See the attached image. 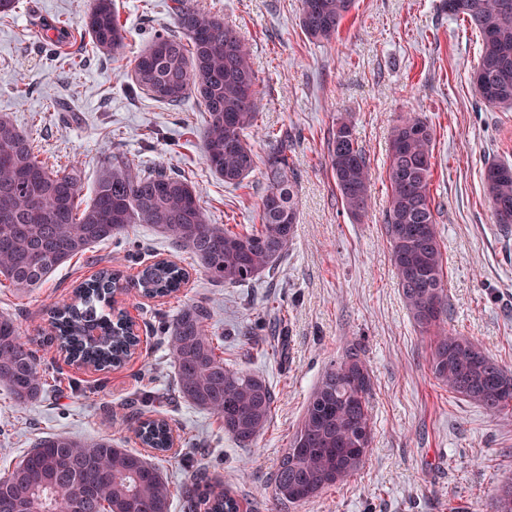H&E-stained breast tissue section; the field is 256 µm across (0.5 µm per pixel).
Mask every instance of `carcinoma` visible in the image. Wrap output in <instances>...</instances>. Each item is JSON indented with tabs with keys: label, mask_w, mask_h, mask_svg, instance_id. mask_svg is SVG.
I'll use <instances>...</instances> for the list:
<instances>
[{
	"label": "carcinoma",
	"mask_w": 512,
	"mask_h": 512,
	"mask_svg": "<svg viewBox=\"0 0 512 512\" xmlns=\"http://www.w3.org/2000/svg\"><path fill=\"white\" fill-rule=\"evenodd\" d=\"M452 15L476 30L482 41L477 69L495 70L496 85L475 87L489 105L512 108V0H456ZM353 0H301L299 25L311 40L336 37ZM177 31L155 34L130 61L135 90L171 107L191 95L204 106L203 159L224 183H241L255 166L248 131L257 120V77L250 49L224 17L203 11L194 0H169ZM92 49L121 58L128 31L112 0H93L85 18ZM289 135L272 138L267 156L266 194L259 224L236 232L208 222L191 182L162 164L138 169L111 155L90 197H83L77 168H54L38 158L30 133L0 115V197L9 221L0 223V275L17 292L47 277L93 245L126 238L134 224H147L178 250L190 253L210 279L240 286L276 269L292 240L294 169L288 162ZM434 130L416 116L400 119L392 131L386 234L390 260L403 298L417 326L435 331L430 368L448 392L490 413L512 406V373L486 350L445 329L448 295L444 257L430 185ZM328 164L344 210L359 217L368 206L370 171L353 137L351 121L336 123ZM485 186L496 223L512 225V165L492 163ZM179 268L154 261L128 284L101 271L81 282L70 303L50 311L52 333L42 343L65 357L103 371L123 363L136 337L123 323L113 295L139 290L167 297L181 287ZM206 311L187 306L165 327L176 367V390L188 404L220 417L224 433L252 444L270 422L273 392L266 380L231 368L207 334ZM35 340L21 336L16 320L0 314V387L19 405L38 399L48 373L40 369ZM371 377L360 349L346 351L315 385L289 448L273 474L277 500L305 504L360 470L372 443L369 413ZM154 398L143 395L130 417L143 445L166 451L172 430L165 420H141ZM188 512H240L229 491L212 485L205 470L179 487L165 480L139 452L112 440L84 441L62 434L44 437L0 477V512H171L175 494ZM494 512H512V480L493 494Z\"/></svg>",
	"instance_id": "cac0c4a2"
}]
</instances>
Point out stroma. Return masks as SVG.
<instances>
[{
  "label": "stroma",
  "mask_w": 512,
  "mask_h": 512,
  "mask_svg": "<svg viewBox=\"0 0 512 512\" xmlns=\"http://www.w3.org/2000/svg\"><path fill=\"white\" fill-rule=\"evenodd\" d=\"M114 3L129 31L119 61L87 46L91 0H19L13 14L0 16V113L34 129L41 158L77 165L84 187L112 154L137 168L161 163L192 181L211 223L237 231L258 221L270 134L288 131L297 175L293 239L274 272L225 287L190 268L189 256L155 229L135 224L128 243L91 248L41 287L19 293L0 286V313L33 336L45 328L48 307L102 267L133 278L167 258L190 269L176 297L119 296L141 337L122 366L79 368L45 346L46 393L19 406L0 391V476L37 439L64 433L143 451L174 484L207 470L245 512H491L495 489L512 477V410L488 414L434 378L430 338L402 297L385 230L392 128L400 116L416 115L435 132L431 193L447 326L512 371V234L496 224L484 182L489 163L512 164V109L487 106L473 85L478 32L442 0H354L336 38L316 42L299 26L300 0H195L239 31L257 75L258 117L248 136L256 164L233 186L204 162L205 114L196 98L171 110L130 90L131 57L154 32L175 29L167 0ZM56 18L72 34L63 67L41 43V23ZM343 118L351 119L371 171L370 204L357 220L343 210L328 168V143ZM184 305L207 310L227 365L259 374L274 393L271 421L251 446H239L216 415L175 392L157 326ZM354 346L372 380L371 450L348 481L307 504H280L272 487L277 464L313 388ZM142 393L155 398L150 417L173 428L170 452L143 448L125 416L124 403Z\"/></svg>",
  "instance_id": "stroma-1"
}]
</instances>
